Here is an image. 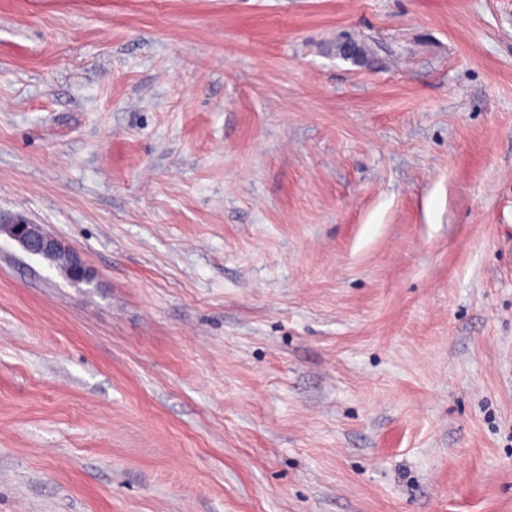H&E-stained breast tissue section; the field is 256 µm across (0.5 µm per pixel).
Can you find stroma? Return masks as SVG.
<instances>
[{"label": "stroma", "mask_w": 512, "mask_h": 512, "mask_svg": "<svg viewBox=\"0 0 512 512\" xmlns=\"http://www.w3.org/2000/svg\"><path fill=\"white\" fill-rule=\"evenodd\" d=\"M0 213V512H512V0H0ZM0 233L18 243L33 255L63 253L71 263V274L76 280L91 281L90 271L82 264L77 254L58 238L48 234L40 224H34L26 216L17 214L8 219L0 216Z\"/></svg>", "instance_id": "1"}]
</instances>
